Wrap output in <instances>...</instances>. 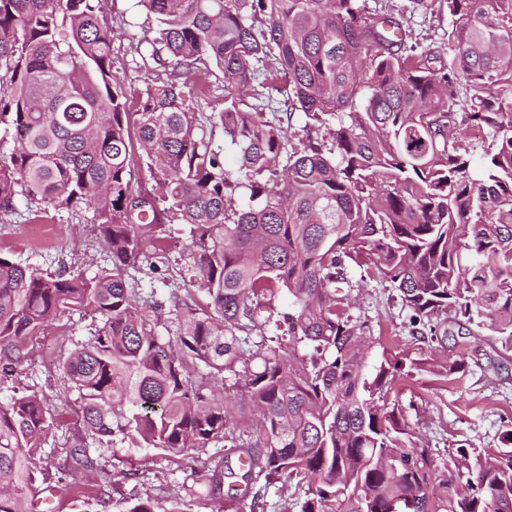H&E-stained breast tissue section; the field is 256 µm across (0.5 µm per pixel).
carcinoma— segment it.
Segmentation results:
<instances>
[{
    "label": "carcinoma",
    "instance_id": "1",
    "mask_svg": "<svg viewBox=\"0 0 512 512\" xmlns=\"http://www.w3.org/2000/svg\"><path fill=\"white\" fill-rule=\"evenodd\" d=\"M435 1L451 17L446 63L365 0H137L157 23L140 57L169 77L132 115L101 0H0V129L14 142L0 215L20 197L36 217L88 210L112 263L51 275L0 252V381L57 316L100 318L62 362L74 405L52 411L17 389L0 402V512H29L35 455L65 412L77 470L96 467L89 438L173 455L222 439L242 478L307 485L302 512H512V429L494 450L437 461L389 407L399 361L371 359L340 295L349 269L362 282L375 270L420 335L474 324L512 345V0H417ZM213 67L224 107L209 121L235 177L196 118ZM297 112L318 136L285 156ZM477 131L490 137L479 178ZM136 159L157 192L133 191ZM175 222L190 226L205 288L168 325L126 272L156 269ZM280 291L277 345L245 356L261 301ZM227 390L256 412L246 441Z\"/></svg>",
    "mask_w": 512,
    "mask_h": 512
}]
</instances>
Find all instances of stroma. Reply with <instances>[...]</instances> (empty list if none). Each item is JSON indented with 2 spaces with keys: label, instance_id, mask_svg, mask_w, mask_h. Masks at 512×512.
I'll use <instances>...</instances> for the list:
<instances>
[{
  "label": "stroma",
  "instance_id": "1",
  "mask_svg": "<svg viewBox=\"0 0 512 512\" xmlns=\"http://www.w3.org/2000/svg\"><path fill=\"white\" fill-rule=\"evenodd\" d=\"M104 15L111 27L114 72L127 96L129 111H138L146 85L165 79L160 70L145 69L136 47L153 18L133 7L131 0H103ZM370 9L389 11L407 21L412 45L447 58V11L425 10L413 0H367ZM169 246L157 272L147 267L129 268L127 284L141 295L152 296L161 307L163 319H172L176 302L198 291V278L190 268L189 229L182 224L166 225ZM0 251L18 263L45 273L81 272L94 276L107 265L99 232L89 211H61L52 218H37L18 200L14 213L0 216ZM345 300L354 319L366 322V334L375 354L395 356L401 361L400 379L387 396L404 415L438 460L465 443L476 448H495L501 434L512 427V350H505L502 337L478 328L454 330L442 342L414 333L411 312L398 291L379 275L354 282L345 289ZM98 323L84 310L70 311L49 323L32 359L11 379L0 383V396L15 389H30L43 395L49 407H62L75 400L62 375L61 363L90 337ZM463 362L457 374H449L454 362ZM76 433L72 421H60L46 435L36 466L44 487L55 494L58 512H124L127 503L148 496L156 512H172L176 500L185 497L191 485H204L215 465L226 471L224 493L256 498V512H301L303 488L266 484L264 479L241 481L236 456L226 454L223 443L201 451L173 456L158 448H134L116 442L96 451L99 472L117 474L107 502L96 499L72 501L65 489L81 480V472L67 464Z\"/></svg>",
  "mask_w": 512,
  "mask_h": 512
}]
</instances>
